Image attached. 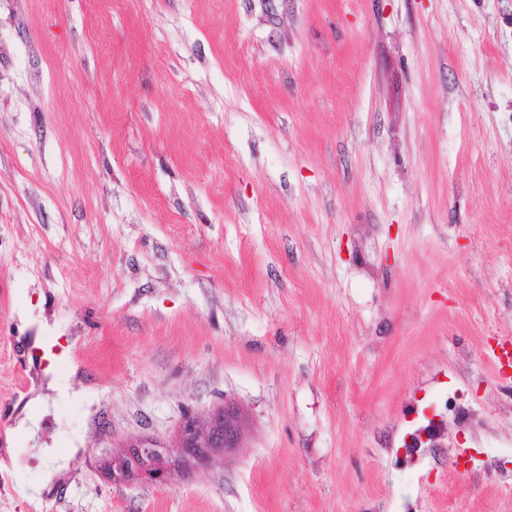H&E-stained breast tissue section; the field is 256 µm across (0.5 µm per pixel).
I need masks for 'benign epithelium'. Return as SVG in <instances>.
Returning a JSON list of instances; mask_svg holds the SVG:
<instances>
[{
	"instance_id": "benign-epithelium-1",
	"label": "benign epithelium",
	"mask_w": 512,
	"mask_h": 512,
	"mask_svg": "<svg viewBox=\"0 0 512 512\" xmlns=\"http://www.w3.org/2000/svg\"><path fill=\"white\" fill-rule=\"evenodd\" d=\"M237 445L238 429L233 409L225 408L206 428L187 415L180 426V454L171 455L155 441L142 442L114 462L112 480L116 483L145 481L163 486L171 472L180 469L185 462L192 460L199 466H208Z\"/></svg>"
}]
</instances>
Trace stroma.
I'll return each mask as SVG.
<instances>
[{
    "label": "stroma",
    "instance_id": "stroma-1",
    "mask_svg": "<svg viewBox=\"0 0 512 512\" xmlns=\"http://www.w3.org/2000/svg\"><path fill=\"white\" fill-rule=\"evenodd\" d=\"M505 337L512 0H0V512H512ZM233 409L224 408L208 427L202 428L195 418L186 415L180 426V454L172 456L167 448L155 441L133 446L112 465V480L116 483L145 481L163 486L172 471L180 469L186 461L199 466L215 463L218 456L238 445V429Z\"/></svg>",
    "mask_w": 512,
    "mask_h": 512
}]
</instances>
